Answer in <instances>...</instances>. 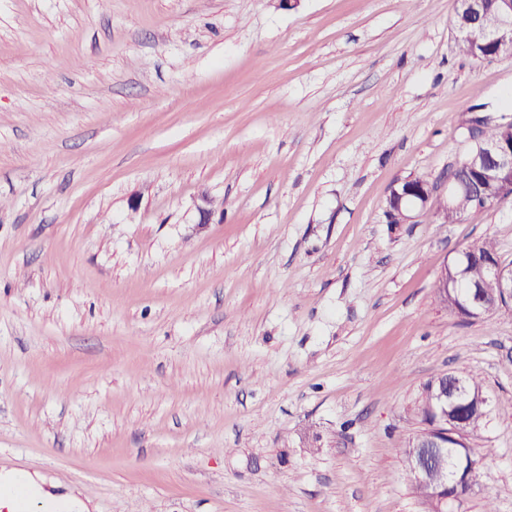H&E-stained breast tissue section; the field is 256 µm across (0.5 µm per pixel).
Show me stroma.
Here are the masks:
<instances>
[{
  "label": "stroma",
  "mask_w": 512,
  "mask_h": 512,
  "mask_svg": "<svg viewBox=\"0 0 512 512\" xmlns=\"http://www.w3.org/2000/svg\"><path fill=\"white\" fill-rule=\"evenodd\" d=\"M455 8L0 0V466L92 512H427L412 406L474 373L456 512H512V308L433 298L462 248L512 264V196L386 213L512 122V57L459 54ZM394 193L399 199V214L397 216L398 223H411L414 216L412 215L416 209H430L435 206V185L430 182L416 183L414 179H407L395 184L387 198V211L392 212L389 206L391 194ZM444 378L437 379V376L430 378L422 388L419 400L414 406L413 413L421 424L429 422L432 417L430 413V407L432 404V394L438 387L443 384Z\"/></svg>",
  "instance_id": "obj_1"
}]
</instances>
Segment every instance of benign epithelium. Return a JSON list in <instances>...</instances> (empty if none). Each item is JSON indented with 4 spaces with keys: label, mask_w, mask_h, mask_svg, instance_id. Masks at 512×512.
Here are the masks:
<instances>
[{
    "label": "benign epithelium",
    "mask_w": 512,
    "mask_h": 512,
    "mask_svg": "<svg viewBox=\"0 0 512 512\" xmlns=\"http://www.w3.org/2000/svg\"><path fill=\"white\" fill-rule=\"evenodd\" d=\"M466 3L467 18L456 25V30L467 37L479 38L497 44L498 56L512 57V0H502V14L497 21L489 26L480 23L484 14L483 0H463ZM485 124L475 119L469 127L470 140L480 146L482 151L473 154L469 160L477 166L484 167L486 175L500 183L502 178H509L502 193L512 194V142L505 140L488 141L484 137ZM399 199L398 223H411L413 212L417 209H429L435 206V185L426 182L418 183L407 179L391 188ZM493 291L500 303L506 307L512 305V266L501 263L490 267ZM485 314L484 289L473 288L469 303L458 311V317L464 321L475 320ZM464 392L463 384L457 382L446 392L438 391L434 423L430 426L431 433L426 434L411 444V453L407 463L413 481L432 486V492L426 498L431 512H448V507L459 502V497L448 491V477L442 475V459L446 443L443 437L462 433L465 421L448 420V411L442 410L450 401H457Z\"/></svg>",
    "instance_id": "1"
}]
</instances>
